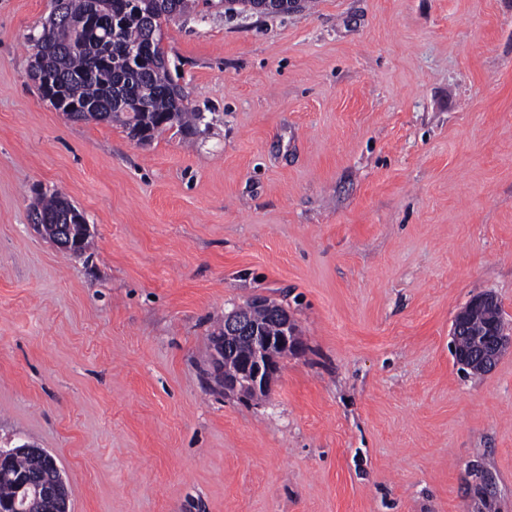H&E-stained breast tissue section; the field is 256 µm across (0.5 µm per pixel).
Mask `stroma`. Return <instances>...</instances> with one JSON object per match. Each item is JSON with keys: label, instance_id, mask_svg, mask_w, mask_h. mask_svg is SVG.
Returning a JSON list of instances; mask_svg holds the SVG:
<instances>
[{"label": "stroma", "instance_id": "stroma-1", "mask_svg": "<svg viewBox=\"0 0 512 512\" xmlns=\"http://www.w3.org/2000/svg\"><path fill=\"white\" fill-rule=\"evenodd\" d=\"M51 0H0V447L47 449L71 512H512V0H305L163 29L203 121L146 144L29 77ZM62 191L93 245L32 226ZM263 296L303 342L261 400L212 369ZM498 308L499 302L492 294L479 295L457 313L453 322L451 335L457 347L456 359L470 370L478 363L479 374L490 372L503 353L512 348V336L502 330ZM479 312L485 316L484 323ZM472 313L476 327L470 324ZM463 339L467 340L466 347L459 344Z\"/></svg>", "mask_w": 512, "mask_h": 512}]
</instances>
